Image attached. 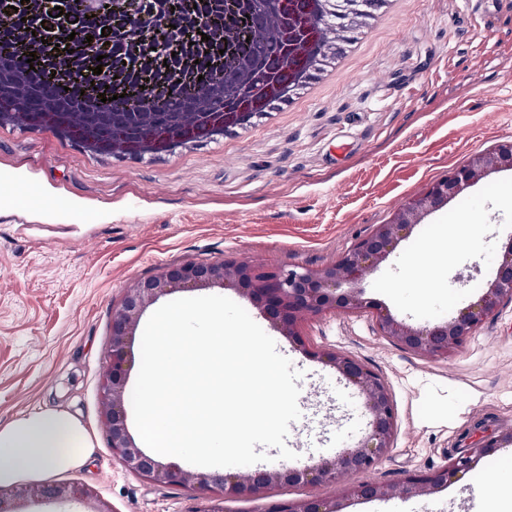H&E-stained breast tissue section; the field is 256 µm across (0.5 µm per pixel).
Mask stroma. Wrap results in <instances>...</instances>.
Returning <instances> with one entry per match:
<instances>
[{"label":"stroma","mask_w":512,"mask_h":512,"mask_svg":"<svg viewBox=\"0 0 512 512\" xmlns=\"http://www.w3.org/2000/svg\"><path fill=\"white\" fill-rule=\"evenodd\" d=\"M512 140V0H396L333 79H313L228 137L142 160L92 161L55 132L0 126V424L50 406L74 413L93 443L81 468L49 474L92 488L114 512H203L194 491L155 485L114 459L98 377L124 288L157 266L230 255L264 268L336 259L395 205L479 151ZM48 204L34 207L31 189ZM463 235L433 283L412 267L448 225ZM512 236V172L425 218L363 283L365 298L422 326L477 300ZM241 305L301 371L287 446L317 463L367 424L357 389ZM304 339L358 359L387 382L393 446L368 481L400 483L447 463L481 436L512 430V303L445 360L379 336L369 314L308 319ZM512 445L428 495L347 500L343 512H469L490 479L508 480Z\"/></svg>","instance_id":"35a3bbf8"}]
</instances>
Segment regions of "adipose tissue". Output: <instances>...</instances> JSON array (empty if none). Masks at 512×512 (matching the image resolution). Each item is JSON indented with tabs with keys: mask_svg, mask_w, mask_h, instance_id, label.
I'll return each mask as SVG.
<instances>
[{
	"mask_svg": "<svg viewBox=\"0 0 512 512\" xmlns=\"http://www.w3.org/2000/svg\"><path fill=\"white\" fill-rule=\"evenodd\" d=\"M91 450L88 433L72 413L52 407L19 413L0 425V488L79 468Z\"/></svg>",
	"mask_w": 512,
	"mask_h": 512,
	"instance_id": "ef3b65f1",
	"label": "adipose tissue"
}]
</instances>
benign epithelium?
I'll return each instance as SVG.
<instances>
[{
  "mask_svg": "<svg viewBox=\"0 0 512 512\" xmlns=\"http://www.w3.org/2000/svg\"><path fill=\"white\" fill-rule=\"evenodd\" d=\"M96 7L99 27L109 36L116 30L127 35L130 59L125 69L136 72L143 62L163 57L172 59L180 39L168 40L156 27L142 21L150 8L138 9L139 0H91ZM312 0H263L258 13L242 14L237 0H227L224 17L214 30L215 43L228 48L227 59L216 78L190 89L175 112H159L153 100L168 97L171 87L145 89L142 102L132 110L116 106L109 112L71 109L54 111L30 108L32 86L21 63L0 56V73L10 88L15 111L9 118L30 130H56L64 127L74 141L94 143L114 156L140 159L165 142L184 138L203 141L211 138L210 124L224 127L242 124L277 101L294 71L307 66L312 72L317 62L336 49L337 34L353 30L369 10L382 0H346L340 19L330 22L310 8ZM47 7L23 8L26 24L17 33L29 35L30 24ZM79 17L72 14L47 24L42 37L52 42L57 31L73 27ZM74 53H68V50ZM57 71L84 74L86 54L81 46L66 45L56 56ZM512 170V142L472 155L465 165L435 181L423 193L400 202L384 224H375L365 236L323 265L295 264L287 268L265 269L247 262L222 258L203 262L186 260L164 264L144 279L131 282L112 317V339L106 365L98 382L101 424L117 462L142 479L159 485H183L199 491L213 506L202 512H221L218 504L226 499H264L278 485L339 484L343 498L388 499L396 495L431 494L465 474L484 456L512 442V430L481 439L461 450L450 462L423 476H412L399 485L374 481L353 482L352 476L376 466L393 445L397 412L386 381L354 357L331 349L306 345L302 326L306 319L326 313H369L378 333L404 349L430 359H446L461 347L484 323L494 319L503 305L512 302V238L498 251L493 279L487 281L477 301L455 316L425 326L399 320L363 297L361 284L393 252L398 243L423 223L431 213L475 184L502 171ZM221 285L247 296L261 309L274 328L302 347L307 356L335 369L356 387L364 398L368 415L364 435L351 447L340 448L312 466L242 472H202L163 462L139 448L129 432L125 408L128 368L132 341L144 311L160 296L176 291H192ZM20 501L67 502L82 504L85 512H112L110 505L94 490L71 483L19 484L0 489V512H17ZM268 512H341V503L310 498L273 502Z\"/></svg>",
  "mask_w": 512,
  "mask_h": 512,
  "instance_id": "7a95c632",
  "label": "benign epithelium"
}]
</instances>
